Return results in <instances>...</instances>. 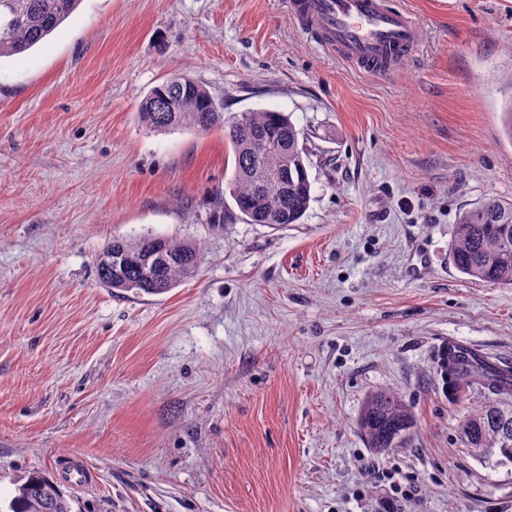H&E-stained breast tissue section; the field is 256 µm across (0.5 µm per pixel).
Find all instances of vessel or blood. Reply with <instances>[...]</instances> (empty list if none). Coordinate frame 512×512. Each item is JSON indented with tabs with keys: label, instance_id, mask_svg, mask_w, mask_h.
Here are the masks:
<instances>
[{
	"label": "vessel or blood",
	"instance_id": "obj_1",
	"mask_svg": "<svg viewBox=\"0 0 512 512\" xmlns=\"http://www.w3.org/2000/svg\"><path fill=\"white\" fill-rule=\"evenodd\" d=\"M288 14L323 49L369 74L394 71L415 50V22L387 0H289Z\"/></svg>",
	"mask_w": 512,
	"mask_h": 512
}]
</instances>
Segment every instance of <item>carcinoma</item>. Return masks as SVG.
Returning a JSON list of instances; mask_svg holds the SVG:
<instances>
[{"instance_id":"1","label":"carcinoma","mask_w":512,"mask_h":512,"mask_svg":"<svg viewBox=\"0 0 512 512\" xmlns=\"http://www.w3.org/2000/svg\"><path fill=\"white\" fill-rule=\"evenodd\" d=\"M79 0H0V58L20 55L51 35L77 8ZM224 129L234 155L230 195L252 224L280 227L296 224L306 213L311 185L302 133L287 114L273 110L244 112L230 126L224 108L198 82L183 76L154 86L141 102L139 119L153 132L176 128ZM132 257L157 249L169 258L155 280L143 277L141 267L126 265L114 274L97 267L102 285L116 293L162 295L194 277L202 262L198 244L147 234L114 238L104 249ZM454 267L473 280L512 287V200L490 197L459 215L450 244ZM448 385L455 391L481 389L487 397L460 419L458 433L474 456L497 466L512 462V373L500 374L484 362L454 371L444 365ZM414 426V415L399 393L370 394L358 419L369 447L381 452L397 448ZM10 512H73L71 501L56 482L39 472L21 478L9 504Z\"/></svg>"}]
</instances>
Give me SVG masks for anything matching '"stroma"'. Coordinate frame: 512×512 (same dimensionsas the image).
I'll use <instances>...</instances> for the list:
<instances>
[{
	"label": "stroma",
	"mask_w": 512,
	"mask_h": 512,
	"mask_svg": "<svg viewBox=\"0 0 512 512\" xmlns=\"http://www.w3.org/2000/svg\"><path fill=\"white\" fill-rule=\"evenodd\" d=\"M287 2L81 0L0 59V512L34 471L81 512H512V463L461 445L477 397L438 356L454 337L512 366V287L449 257L461 211L512 199V0H389L416 50L384 77L323 52ZM174 75L226 114L290 116L300 223L223 203V130L141 125ZM147 233L199 244L196 276L105 288L103 246ZM377 390L415 416L382 455L357 428ZM70 454L91 483L63 480Z\"/></svg>",
	"instance_id": "stroma-1"
}]
</instances>
